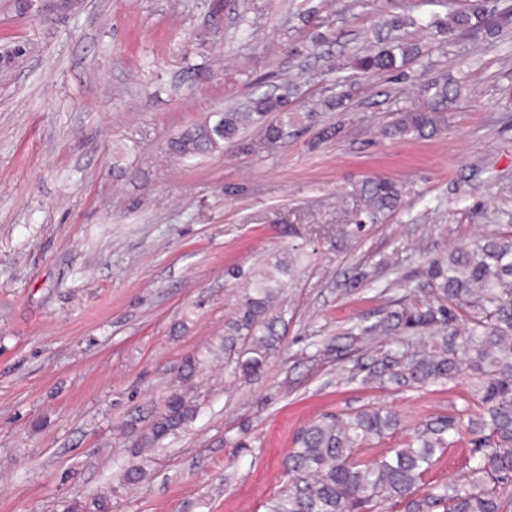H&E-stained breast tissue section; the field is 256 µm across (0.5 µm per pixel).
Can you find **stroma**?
Returning a JSON list of instances; mask_svg holds the SVG:
<instances>
[{
    "instance_id": "obj_1",
    "label": "stroma",
    "mask_w": 512,
    "mask_h": 512,
    "mask_svg": "<svg viewBox=\"0 0 512 512\" xmlns=\"http://www.w3.org/2000/svg\"><path fill=\"white\" fill-rule=\"evenodd\" d=\"M445 0H0V512H265L296 433L365 406L395 411L398 446L460 409L474 383L366 386L341 374L345 331L404 297L429 260L507 223L512 199V20L496 45L402 30L423 79L462 85L431 137L390 138L396 106L422 102L395 72L359 81L326 112L345 66L384 19L446 15ZM311 121L272 152L238 144L180 159L169 143L211 113L276 94ZM340 124L336 138L322 137ZM409 205L345 235L341 200L373 178ZM285 340L244 383L224 326L245 274L283 253ZM361 270L372 283H354ZM196 360L192 377L187 361ZM188 388L195 418L134 463L136 429Z\"/></svg>"
}]
</instances>
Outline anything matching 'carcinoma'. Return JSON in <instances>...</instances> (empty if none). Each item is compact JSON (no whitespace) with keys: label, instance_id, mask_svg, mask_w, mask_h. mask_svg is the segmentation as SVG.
Returning a JSON list of instances; mask_svg holds the SVG:
<instances>
[{"label":"carcinoma","instance_id":"1","mask_svg":"<svg viewBox=\"0 0 512 512\" xmlns=\"http://www.w3.org/2000/svg\"><path fill=\"white\" fill-rule=\"evenodd\" d=\"M508 10L499 0H467L466 7L436 14L424 28L437 38L476 34L486 41L502 31ZM419 48L400 40L371 46L355 63L360 77L381 72H406L419 57ZM339 90L322 102L328 110L344 106L348 94ZM285 87L277 96H262L249 112H216L183 130L170 150L183 159L216 151L237 138L244 123L257 128L261 148L275 150L293 126ZM423 92L422 105L400 106L384 128L390 137L433 134L445 123V112L459 93V83L442 75ZM402 190L392 180L376 178L351 195L353 232L366 224H381L397 212ZM503 225L468 246L429 262L426 284L435 302L406 305L386 312L376 322L349 332L354 347H375L368 364L354 361L346 379L363 384L391 382L419 388L445 384L470 374L477 379L474 398L481 409L437 416L416 427L398 448H385L369 459L363 445L381 441L399 426L393 412L367 406L347 417L325 415L303 428L284 461L287 482L266 504L265 512H381L390 502L402 512H512V232ZM290 259L283 254L253 276L235 319L224 336V358L234 376L245 382L259 377L284 341L276 330L272 309L279 296V275ZM196 414L187 392L178 389L145 429L137 430V453L182 428ZM468 439L470 466L462 479L427 484L425 475L457 440Z\"/></svg>","mask_w":512,"mask_h":512}]
</instances>
